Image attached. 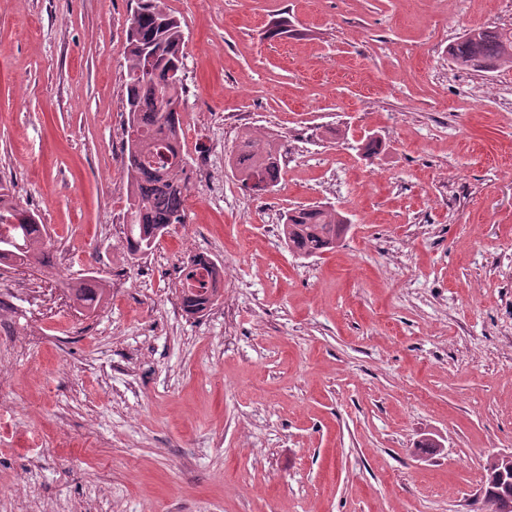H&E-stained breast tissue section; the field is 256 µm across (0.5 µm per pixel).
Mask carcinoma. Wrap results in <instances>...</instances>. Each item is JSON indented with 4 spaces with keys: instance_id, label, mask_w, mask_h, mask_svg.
Instances as JSON below:
<instances>
[{
    "instance_id": "cac0c4a2",
    "label": "carcinoma",
    "mask_w": 512,
    "mask_h": 512,
    "mask_svg": "<svg viewBox=\"0 0 512 512\" xmlns=\"http://www.w3.org/2000/svg\"><path fill=\"white\" fill-rule=\"evenodd\" d=\"M125 35L122 168L128 182V252L136 257L151 251L171 225L185 223L192 169L182 147L187 94L181 21L166 10L163 0H138ZM448 57L464 70L512 67V28L469 29L448 46ZM281 159V146L247 138L231 165L245 186L253 180L275 185ZM281 227L288 251L306 258L336 248L348 228V218L331 205L299 207L284 213ZM45 237L39 216L14 204L7 186L0 182V263H49ZM190 263L193 269L182 273L180 300L188 314L202 315L222 296L223 269L204 255L194 256ZM68 290L89 312L107 292L94 276L68 285ZM503 496L512 499V481L487 475L483 499Z\"/></svg>"
}]
</instances>
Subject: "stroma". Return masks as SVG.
Returning a JSON list of instances; mask_svg holds the SVG:
<instances>
[{"label":"stroma","mask_w":512,"mask_h":512,"mask_svg":"<svg viewBox=\"0 0 512 512\" xmlns=\"http://www.w3.org/2000/svg\"><path fill=\"white\" fill-rule=\"evenodd\" d=\"M164 4L199 178L132 257L137 0H0V181L54 262L0 276V512H474L512 451V68L448 45L512 0ZM248 131L286 149L264 196L229 164ZM321 203L349 232L291 254L280 213ZM198 254L231 317L181 309ZM86 276L92 313L65 288ZM68 290L74 300L89 312L99 306L107 292L105 284L94 276L68 284Z\"/></svg>","instance_id":"obj_1"}]
</instances>
